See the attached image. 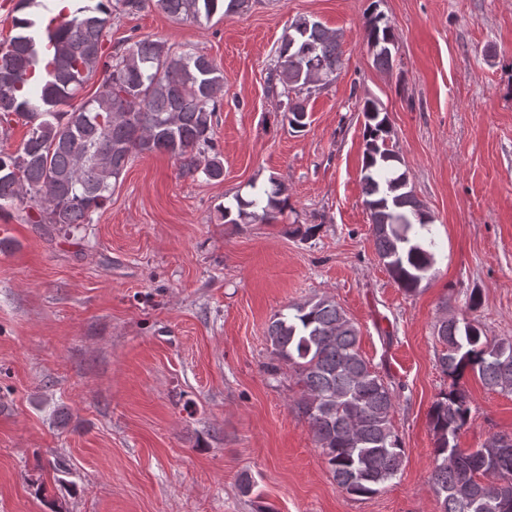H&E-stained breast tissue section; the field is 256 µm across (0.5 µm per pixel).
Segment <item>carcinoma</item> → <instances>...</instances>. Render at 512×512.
Returning <instances> with one entry per match:
<instances>
[{
  "mask_svg": "<svg viewBox=\"0 0 512 512\" xmlns=\"http://www.w3.org/2000/svg\"><path fill=\"white\" fill-rule=\"evenodd\" d=\"M175 18L210 23L240 10L246 0H156ZM146 0H95L93 7L66 9L33 30L29 18H15L21 33L0 42V135L14 119L29 126L14 151L0 146V209L26 213L29 224L70 229L88 224L111 199L136 155L166 153L179 163V176L209 180L224 175L213 138V117L224 95V74L205 54L177 50L150 37L127 41L122 51L105 50L112 12L134 15ZM376 65L393 67L391 26L379 14L365 22ZM340 63L336 32L303 19L283 36L267 92L281 98L290 128L306 127L300 94L336 77ZM97 95L68 109L96 73ZM362 183L376 252L399 287L416 290L434 263L427 241L432 217L408 190L401 159L388 148V113L365 100ZM237 207H222L226 224L269 222L288 208L287 188L276 178ZM237 217H232V214ZM275 373L293 368L302 384L296 402L322 448L337 486L352 495H372L398 475L402 440L391 423L394 396L363 358L358 331L344 310L328 298L288 307L267 329ZM443 346L439 364L452 378L428 416L436 436L432 489L441 512H512V445L494 435L461 462L458 436L471 416L458 380L476 373L491 390L512 393V341L482 335L471 321L445 318L437 328Z\"/></svg>",
  "mask_w": 512,
  "mask_h": 512,
  "instance_id": "obj_1",
  "label": "carcinoma"
}]
</instances>
